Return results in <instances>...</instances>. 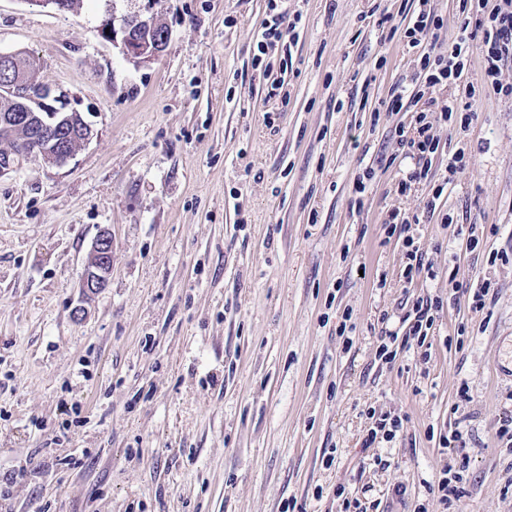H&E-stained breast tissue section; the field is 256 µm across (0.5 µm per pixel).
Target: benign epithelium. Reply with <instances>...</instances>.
Wrapping results in <instances>:
<instances>
[{"instance_id": "obj_1", "label": "benign epithelium", "mask_w": 512, "mask_h": 512, "mask_svg": "<svg viewBox=\"0 0 512 512\" xmlns=\"http://www.w3.org/2000/svg\"><path fill=\"white\" fill-rule=\"evenodd\" d=\"M107 28L106 38L120 42L123 53L130 58L151 60L167 45L168 30L153 13L129 20L119 30L110 24ZM0 96L14 101L23 112L39 115L40 123L33 128L31 136L40 144L28 156H37L47 165H62L76 152L70 133L73 122H78L79 144L88 142L92 136L91 124L71 106L69 94L63 90H53L37 81L3 79ZM111 258L112 234L102 230L93 242L82 273L80 288L83 295L94 296L107 287L112 272Z\"/></svg>"}]
</instances>
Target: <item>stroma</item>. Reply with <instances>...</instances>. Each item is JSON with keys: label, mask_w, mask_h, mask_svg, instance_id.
Returning a JSON list of instances; mask_svg holds the SVG:
<instances>
[{"label": "stroma", "mask_w": 512, "mask_h": 512, "mask_svg": "<svg viewBox=\"0 0 512 512\" xmlns=\"http://www.w3.org/2000/svg\"><path fill=\"white\" fill-rule=\"evenodd\" d=\"M417 7L284 0L299 35L260 65L268 0H0V51L26 52L94 130L65 165L0 177V512H340V489L410 512L449 464L465 473L448 512H512L496 437L512 415V98L487 88L469 127L435 122L472 155L449 185L434 158L436 211L428 187L400 194L414 162L395 129L414 114L383 106L416 76ZM150 11L170 32L156 59L102 32ZM395 209L419 215L434 269L409 289ZM459 224L482 225L476 250ZM105 228L112 273L86 298ZM420 294L444 300L426 348L382 363ZM372 408L407 421L368 448ZM440 428L460 441L440 447Z\"/></svg>", "instance_id": "obj_1"}]
</instances>
